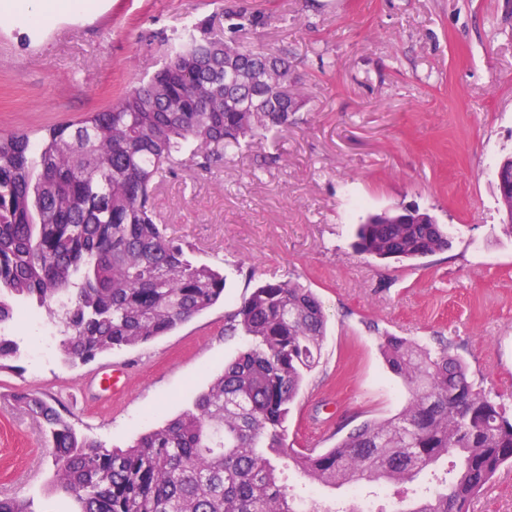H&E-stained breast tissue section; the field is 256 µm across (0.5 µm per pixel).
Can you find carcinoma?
<instances>
[{
	"label": "carcinoma",
	"mask_w": 512,
	"mask_h": 512,
	"mask_svg": "<svg viewBox=\"0 0 512 512\" xmlns=\"http://www.w3.org/2000/svg\"><path fill=\"white\" fill-rule=\"evenodd\" d=\"M232 27L260 25L245 8ZM286 55L185 28L150 79L101 111L35 139L0 133V326L19 302L59 318L60 350L86 363L162 336L224 296V275L192 262L157 222L151 192L184 154L202 167L264 133L282 131L306 105ZM355 248L375 259L416 260L448 248L438 224H399L395 211L360 225ZM245 349L224 364L192 407L106 448L77 435L36 393L11 395L51 448L57 488L77 512H302L288 468L324 488L404 485L429 472L422 497L395 512H468L472 498L512 465V414L475 386L448 347L387 336L388 369L409 387L399 414L366 421L324 452L288 444L290 405L319 363L326 316L297 283H264L226 318ZM17 343L0 335V369ZM0 512H32L0 496Z\"/></svg>",
	"instance_id": "1"
}]
</instances>
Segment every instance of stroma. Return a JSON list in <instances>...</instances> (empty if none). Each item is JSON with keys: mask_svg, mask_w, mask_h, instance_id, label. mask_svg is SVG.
<instances>
[{"mask_svg": "<svg viewBox=\"0 0 512 512\" xmlns=\"http://www.w3.org/2000/svg\"><path fill=\"white\" fill-rule=\"evenodd\" d=\"M245 7L262 25L230 29ZM288 54L308 98L298 122L208 169L174 165L153 193L170 238L223 270L224 298L167 335L66 362L47 310L22 306L0 370V494L33 512H73L35 422L9 402L29 391L78 433L124 448L183 411L246 338L224 321L257 285L292 280L320 299L327 331L286 426L323 452L408 396L380 343L447 340L478 388L512 409V235L493 180L512 154V0H99L45 28L0 17V132L41 130L108 106L149 78L182 29ZM415 205L449 228L417 261L354 249L369 215Z\"/></svg>", "mask_w": 512, "mask_h": 512, "instance_id": "35a3bbf8", "label": "stroma"}]
</instances>
